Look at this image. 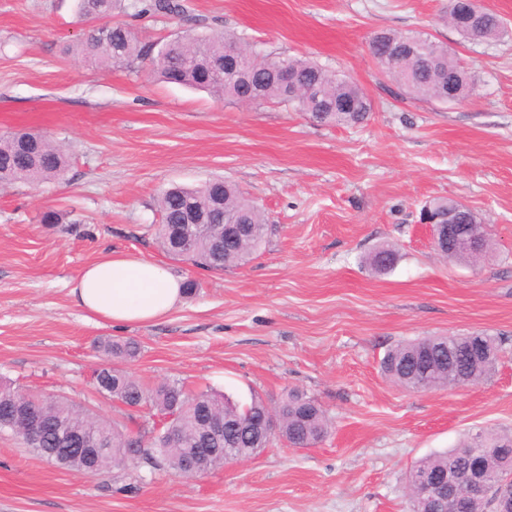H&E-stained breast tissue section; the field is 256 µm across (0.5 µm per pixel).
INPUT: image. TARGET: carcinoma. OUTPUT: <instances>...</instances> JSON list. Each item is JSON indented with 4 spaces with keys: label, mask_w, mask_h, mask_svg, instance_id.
<instances>
[{
    "label": "carcinoma",
    "mask_w": 512,
    "mask_h": 512,
    "mask_svg": "<svg viewBox=\"0 0 512 512\" xmlns=\"http://www.w3.org/2000/svg\"><path fill=\"white\" fill-rule=\"evenodd\" d=\"M138 15L186 17L184 0H133L128 5ZM122 0H79L78 9L87 21L104 24L92 27L81 43L84 54L101 63L117 67L129 66L136 60H147L154 72L164 81L195 89L207 90L233 103L260 98L295 110L302 107L295 97L288 95L270 69L280 61L252 51L258 65L241 78L236 93L224 88L223 76L214 70H224V45L237 44L235 35L207 36L185 33L166 42L143 43L123 24L112 23V14L128 7ZM404 36L382 33L378 47L372 54L392 78L415 98L447 101L448 83L457 82L463 65L448 56L445 46L432 40L436 62L422 70L409 71L405 61L392 59V50ZM293 73L296 97L304 95L306 87L319 84L321 101L327 105L340 98L355 104L351 112L320 110L314 120L326 125H353L362 123L372 111V102L354 81L341 78L333 71L306 58L284 60ZM66 167L63 149L46 137L31 131L8 132L0 135V184L38 183L60 178ZM222 186L224 213L234 216L242 224L252 226L250 236L240 243L224 239V224L219 222L215 209L214 188ZM161 224L157 225L156 241L171 258H178L177 237L187 229V217L194 212L203 216V224L196 233V247L186 261L195 266L222 271L245 263L255 254L271 233L261 210L230 182L209 180L198 187L172 186L159 199ZM395 261V252L389 247L376 249L367 258L375 270ZM103 363L95 371L94 385L112 399L130 408L147 407L156 417L174 416L153 432L149 442L144 435L123 431L107 420L83 412L67 399L46 400L37 395L22 393L0 383V419L25 408H37L41 417L35 426L22 420L13 422V433L21 436L31 451L39 457L66 448L67 461L62 467L84 470L99 475L107 470L125 466L131 460H140L152 468L166 467L179 470L184 457L196 448L211 447L209 419L221 418L226 423L224 447L249 450L262 445L260 437L247 430L252 421L262 417L268 404L253 398L240 404L227 395L209 391L192 392L178 381H168L152 388L146 387L136 376L115 368L116 359L132 360L139 354V344L132 340L105 339L98 344ZM500 343L494 336L473 333L459 340L449 336H426L404 341L389 349L381 361L382 372L395 385L406 390H430L453 387L466 376L473 381L487 379L495 369ZM279 409L277 428L279 436L291 448H305L323 441L330 433L331 421L325 410L312 397L299 389L284 391L276 401ZM175 442H170V437ZM84 438L90 447L100 446L104 452L92 465L72 450L76 440ZM512 453V432L496 428H480L467 434L462 447L436 452L417 461L412 470L419 474L434 473L456 464L469 465L490 475L504 474L503 451ZM457 512H495L490 497L460 498Z\"/></svg>",
    "instance_id": "carcinoma-1"
}]
</instances>
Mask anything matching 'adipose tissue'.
<instances>
[{
  "instance_id": "adipose-tissue-1",
  "label": "adipose tissue",
  "mask_w": 512,
  "mask_h": 512,
  "mask_svg": "<svg viewBox=\"0 0 512 512\" xmlns=\"http://www.w3.org/2000/svg\"><path fill=\"white\" fill-rule=\"evenodd\" d=\"M71 294L96 322L147 324L176 308L183 283L157 262L108 254L82 270Z\"/></svg>"
}]
</instances>
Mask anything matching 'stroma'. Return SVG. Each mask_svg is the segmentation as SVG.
Here are the masks:
<instances>
[{"label":"stroma","mask_w":512,"mask_h":512,"mask_svg":"<svg viewBox=\"0 0 512 512\" xmlns=\"http://www.w3.org/2000/svg\"><path fill=\"white\" fill-rule=\"evenodd\" d=\"M209 35L233 32L283 58L357 82L373 110L354 126L234 104L81 55L76 0H0V133L61 145V179L0 189V380L64 398L135 430L145 411L101 395L98 341L133 339L120 363L148 385L178 379L243 403L296 387L333 421L309 448L273 441L255 459L196 477L147 465L86 476L0 432V512H407L414 463L492 426L512 430V0H479L509 36L472 42L449 0H186ZM380 32L422 33L476 76L457 103L415 99L370 52ZM223 177L273 227L246 264L172 259L158 197ZM469 207L493 249L476 267L441 258L423 206ZM60 215L42 223L45 212ZM394 266L372 271L373 250ZM159 262L198 284L147 325L89 321L74 279L107 253ZM484 332L503 349L478 385L409 392L380 362L402 340Z\"/></svg>","instance_id":"stroma-1"}]
</instances>
